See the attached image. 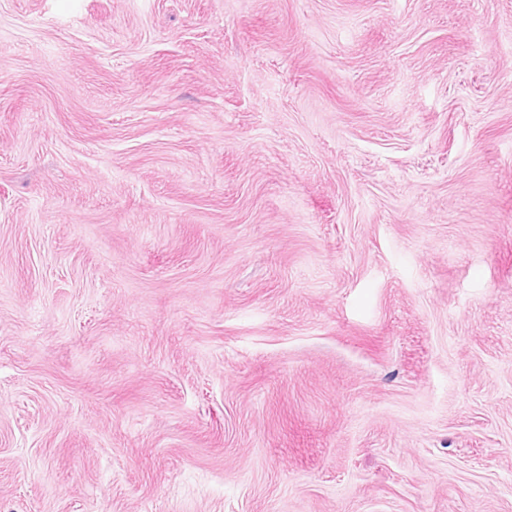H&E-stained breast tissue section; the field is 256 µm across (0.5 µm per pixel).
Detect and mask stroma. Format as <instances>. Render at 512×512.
<instances>
[{"mask_svg":"<svg viewBox=\"0 0 512 512\" xmlns=\"http://www.w3.org/2000/svg\"><path fill=\"white\" fill-rule=\"evenodd\" d=\"M0 512H512V0H0Z\"/></svg>","mask_w":512,"mask_h":512,"instance_id":"obj_1","label":"stroma"}]
</instances>
